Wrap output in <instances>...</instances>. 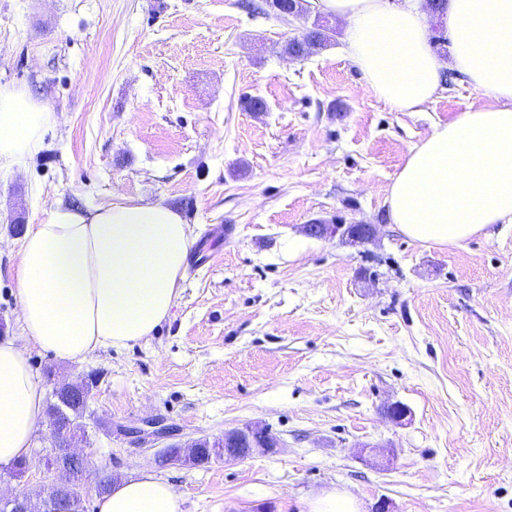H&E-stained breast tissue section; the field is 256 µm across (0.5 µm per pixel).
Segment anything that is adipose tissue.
Listing matches in <instances>:
<instances>
[{"mask_svg": "<svg viewBox=\"0 0 512 512\" xmlns=\"http://www.w3.org/2000/svg\"><path fill=\"white\" fill-rule=\"evenodd\" d=\"M346 20L345 53L378 99L412 112L436 93L419 0H311ZM451 66L496 106H472L414 145L385 197L409 239L455 246L512 224V0H448ZM53 115L23 89L0 87V165L39 151ZM192 229L160 202L51 207L29 225L16 267L24 336L66 362L150 336L181 292ZM44 392L18 340L0 339V465L28 456ZM97 512H180L173 486L140 469L98 497Z\"/></svg>", "mask_w": 512, "mask_h": 512, "instance_id": "obj_1", "label": "adipose tissue"}]
</instances>
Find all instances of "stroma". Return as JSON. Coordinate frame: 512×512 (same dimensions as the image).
<instances>
[{
	"mask_svg": "<svg viewBox=\"0 0 512 512\" xmlns=\"http://www.w3.org/2000/svg\"><path fill=\"white\" fill-rule=\"evenodd\" d=\"M334 25L292 60L301 23L266 0H0V86L55 114L38 153L0 168V323L22 339L14 221L164 202L207 258L152 336L80 363L24 344L45 393L93 379L94 478L151 469L180 512H310L329 493L357 512H512V224L423 245L385 207L412 146L496 100L444 48L436 94L400 111L367 90L343 55L348 22ZM249 95L266 111H245ZM312 222L376 233L353 244L307 235ZM255 422L275 453L162 461ZM50 450L45 423L27 473L0 466V495L46 499ZM318 19L321 20V23L312 29L309 41L305 45L298 46L297 48H295L294 44L287 43L285 47L287 53L293 52L297 55L302 54L305 56L313 53L314 51H319L323 48H326L328 44L331 43L336 33L335 28L332 27L327 20H323L321 17H318ZM312 45L316 49L313 50L311 48ZM293 53H290L289 55L296 57Z\"/></svg>",
	"mask_w": 512,
	"mask_h": 512,
	"instance_id": "35a3bbf8",
	"label": "stroma"
}]
</instances>
